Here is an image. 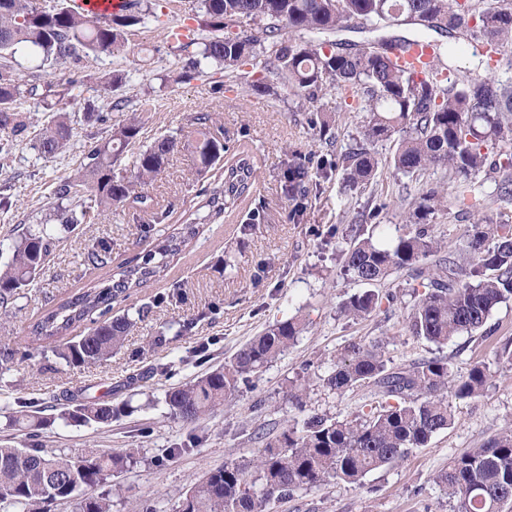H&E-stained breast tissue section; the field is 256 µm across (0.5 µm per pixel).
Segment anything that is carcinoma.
<instances>
[{"instance_id":"carcinoma-1","label":"carcinoma","mask_w":512,"mask_h":512,"mask_svg":"<svg viewBox=\"0 0 512 512\" xmlns=\"http://www.w3.org/2000/svg\"><path fill=\"white\" fill-rule=\"evenodd\" d=\"M36 2L0 0V130L10 131L0 138V153L9 154L16 137L26 136L39 157L51 159L66 151L72 128L61 115L40 126L31 122L22 114V100L37 96L52 110L66 98L77 99L75 91L93 79L83 74L85 63L122 56L128 28L154 12L146 0H123L119 11L106 15L71 3L40 10ZM201 8L211 36L199 43L188 34H173L180 50L195 44L198 49L178 57L174 69L160 77L162 84L187 82L214 68L245 81L255 95L270 94L273 85L249 81L244 72V67L259 63L299 96L314 99L333 91L356 99L368 112L360 135L337 161L322 159L320 166L341 168L348 190L375 188L381 164L424 182L422 193L409 203L413 228L389 244L362 224L356 229L342 251L343 268L367 289L351 295L340 313L362 320L382 300H395V293H384L379 286L406 269L425 288L409 313V335L441 348L464 333L482 330L492 311L512 299V224L477 217L467 230L466 251L476 261L469 269L457 252L435 239L426 221L444 207L449 189L478 201L484 183L490 182L498 199L512 203V82L495 78L491 67L493 56L501 54L512 69L507 54L512 49V0H201ZM404 20L414 26V38L432 43L431 67L405 69L391 59L387 50L409 41L406 36L394 38L380 51H363L351 42L340 50L336 42L318 38L345 31L380 35ZM434 33L441 39L432 37ZM444 37L451 40L445 59ZM464 56L471 68L460 72L456 62ZM19 57L32 63L24 80L14 72ZM67 64L73 73L63 82L41 81L49 70ZM451 71L456 72L452 78L446 76ZM96 81L114 92L127 83L128 74L112 70ZM192 122L197 137L185 147L196 171L202 175L218 168L219 178L205 190L196 217L159 240L142 259L116 264L112 249L94 248L87 253V265L108 269L107 276L65 298L46 300L31 324V340L59 363L74 369L112 358L145 314L139 309L134 316L112 317V303L164 278L170 259L199 234V225L224 219L251 193L254 163L246 155L224 160V141L211 133L215 115L198 112ZM141 129L140 120L130 116L110 125L105 137L87 142L77 176L53 191V221L24 229L12 244L10 261L0 268V317H10L17 300L38 283L63 234L114 206L147 204L144 187L165 167L177 142L164 136L138 147ZM398 131L404 137L382 158L378 145ZM496 146L501 160L489 164L488 151ZM311 168V157L288 155L282 190L293 202L289 217L294 220L304 213ZM437 171L446 182L425 181ZM479 174L483 181L477 183ZM88 321L92 326H86ZM304 329L297 316L279 321L246 342L223 366L168 388L163 397L168 415L194 423L233 400L240 386L280 359ZM319 380L336 394L370 384L385 404L350 419L316 413L295 417L272 438L251 433L250 441L260 444L252 456L209 470L183 493L178 512H269L272 503L285 502L299 491L334 483L360 485L370 472L398 464L447 429L450 400L481 396L489 374L476 363L457 375L446 357L389 368L379 343L372 341L349 344ZM309 388L307 380L291 382L288 403L304 411ZM68 402L56 418L16 411L9 421L38 431L57 418L108 424L133 411L128 401L114 405L75 393ZM132 458L127 451L72 457L40 448L0 447V505L16 512H45L48 505L66 501L74 512H112L109 498L90 491L125 470ZM434 483L455 502V512H503L504 505L512 504V429L455 457Z\"/></svg>"}]
</instances>
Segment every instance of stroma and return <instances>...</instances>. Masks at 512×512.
Masks as SVG:
<instances>
[{"label": "stroma", "mask_w": 512, "mask_h": 512, "mask_svg": "<svg viewBox=\"0 0 512 512\" xmlns=\"http://www.w3.org/2000/svg\"><path fill=\"white\" fill-rule=\"evenodd\" d=\"M199 6V0H162L163 23L149 19L131 29L128 59L105 57L89 71H129L127 111L137 113L145 143L162 135L186 140L192 115L222 113L226 148L233 154L248 151L257 169L253 196L223 223L204 225L193 244L175 257L165 279L113 303L116 315L144 305L149 312L108 362L71 369L45 358L27 340L31 317L44 294L63 297L85 280L103 278L102 270L85 263L88 251L100 242L111 244L116 259L147 253L156 239L192 212L211 178L197 174L189 152L177 149L146 188L150 208L120 207L78 225L56 249L41 290L18 300L12 318L0 324V340L21 353L0 377V445L72 456L91 449H133L134 464L102 488L112 501V512H138L146 502L158 503L163 512H177L183 493L203 472L249 456L254 445L247 432L262 428L275 435L295 416L287 400L290 381L325 374L349 343L376 340L394 366L441 355L462 375L474 364L486 363L490 385L480 397L452 401L448 429L403 463L371 472L360 487L340 484L299 492L288 502L273 504L272 512H454V502L440 492L434 476L454 457L512 426V367L495 358L496 350L512 341V301L492 311L488 337L465 334L440 349L407 332L414 303L409 271L389 277L385 286L395 290L397 298L382 303L371 317L353 321L342 316L340 305L361 285L345 274L340 252L351 241L370 194L346 191L341 170L316 174L303 217L292 221L281 174L288 151L315 159L341 154L357 136L365 114L334 93L309 100L281 88L276 95L259 97L221 74L162 85L160 77L172 69L176 53L169 27H190L201 38L207 34ZM59 109L72 128L66 153L43 160L20 138L8 156H0V191L8 190L11 201L10 208L0 209V256L10 257L22 226L49 215L50 192L60 179L76 174L83 146L96 131L84 122L78 105L63 101ZM320 113L334 121V145L325 144L310 123ZM377 181L386 203L379 221L386 238L393 239L407 229L401 196L418 194L421 186L384 166ZM254 208L260 211L259 220L251 231L241 233ZM473 222L472 212L453 198L429 220L433 235L447 247L462 242ZM198 313L203 319L194 334L177 336L179 321ZM293 315L306 323L298 341L241 387L235 399L196 423L169 418L160 407L138 409L102 426L58 421L33 432L8 425L12 412H46L70 391L116 404L130 398L139 405L146 397L162 396L168 388L209 373L253 336ZM159 331L165 332L167 345L149 348L150 337ZM33 368L39 369L38 377H30ZM375 401L365 386L335 394L318 385L309 394L307 409L342 418L368 411ZM196 436L201 442L195 446L191 440ZM174 447L181 448V455H171Z\"/></svg>", "instance_id": "stroma-1"}]
</instances>
